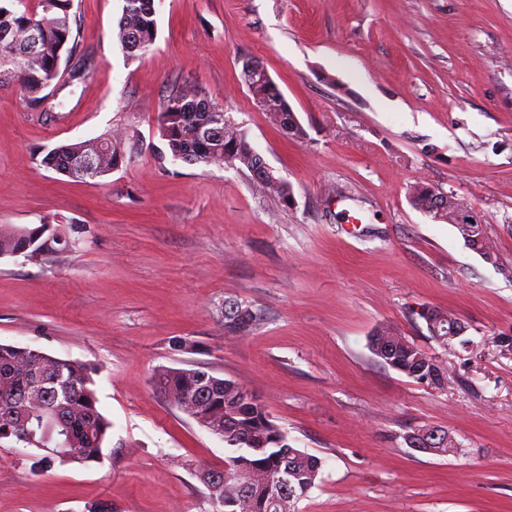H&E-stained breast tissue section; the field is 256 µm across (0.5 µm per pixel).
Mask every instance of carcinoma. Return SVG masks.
<instances>
[{
  "label": "carcinoma",
  "mask_w": 512,
  "mask_h": 512,
  "mask_svg": "<svg viewBox=\"0 0 512 512\" xmlns=\"http://www.w3.org/2000/svg\"><path fill=\"white\" fill-rule=\"evenodd\" d=\"M72 0H0V81H12L28 99L37 103L41 93L60 77L62 58H75ZM158 31L154 0H122L117 38L131 59L151 51ZM253 64L258 71L249 80L248 91L256 98L273 103L270 118L288 135L303 139L306 131L286 98L280 93L263 65L249 57L241 65ZM158 123L169 156L175 162L199 167L224 166L247 171L255 188L266 195L287 201L292 188L283 179L276 184L255 180L261 157L247 140L246 133L223 108L211 103L203 89L190 81L173 87L166 96ZM131 138L115 133L102 140H85L58 146L41 160L43 166L68 177H104L122 166L132 153ZM98 154V165L89 171L80 165L88 153ZM409 202L434 220L459 224V213L466 206L452 193L418 182ZM465 243L488 263H496L495 252L487 242L485 225H469ZM66 230L40 224L36 227L0 226V256L22 254L47 259L53 253L74 247ZM441 320L427 322L430 333L447 341L448 312L439 311ZM257 313L248 320L224 317V330L230 335L252 331ZM377 336L396 337L395 352L385 365L415 380L416 367L432 360L415 343L397 330L381 327ZM93 368L78 361L60 359L39 350L0 343V398L15 394L28 396L26 410L34 424L30 447L42 452L40 461L87 465L102 458L112 431V421L98 406L92 378ZM215 376L202 369H167L154 377V384L173 394L193 395L191 418L213 432L224 429V442L232 455L224 462L225 512H295V504L316 486L322 462L306 452L293 450L282 429L271 420L262 404L242 395L243 387L233 380L207 392L201 388ZM64 448L78 454L66 456ZM293 469L288 480V502L282 505L265 493V481L278 471Z\"/></svg>",
  "instance_id": "carcinoma-1"
}]
</instances>
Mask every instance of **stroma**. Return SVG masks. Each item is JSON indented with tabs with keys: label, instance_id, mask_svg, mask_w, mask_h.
<instances>
[{
	"label": "stroma",
	"instance_id": "35a3bbf8",
	"mask_svg": "<svg viewBox=\"0 0 512 512\" xmlns=\"http://www.w3.org/2000/svg\"><path fill=\"white\" fill-rule=\"evenodd\" d=\"M122 0H73L77 54L36 105L0 83V225L73 226L76 246L0 257V343L94 368L112 432L99 462L43 466L0 442V512H216L196 475L222 437L152 383L201 367L254 394L290 444L322 461L299 512H512V0H155L152 51L116 37ZM258 59L307 136L256 106L239 59ZM189 80L223 106L293 188L173 162L158 115ZM124 130L136 150L101 178L47 151ZM424 181L466 199L496 264L408 202ZM260 319L224 333V303ZM460 318L464 341L421 313ZM390 326L438 357L443 388L385 366ZM188 341L185 349L176 348ZM448 431L458 454L408 448ZM433 308H428L423 313H421L422 318L425 320L427 324V328L431 336H436L439 338L442 342L450 343L455 339H458L461 337L466 331L467 328L465 327V323L462 322L460 319L455 318L454 322L451 324L450 328L448 329V311L436 309L439 311V315L442 317V319L439 321V323L430 322L426 317L427 311H432ZM450 318H453L452 316H449ZM445 329V330H444ZM444 330V331H443ZM445 336L448 337L445 338ZM413 432H411V433H413ZM411 433H408L404 437V440L409 448H412L410 446V444L413 446V449L414 448H416V449L433 448L432 452H424V453H430V454H434V455H438V456L453 455V454H456L458 451L459 446L457 443L455 445H450V447H448V443H447L442 448H435L434 446L436 444V441L439 440L440 437L441 438L445 437L444 434L440 435V432L436 431L435 429H424V430L417 432L416 434L413 435L417 439H415L413 437V439L411 440V442L409 444L408 437H410Z\"/></svg>",
	"mask_w": 512,
	"mask_h": 512
}]
</instances>
